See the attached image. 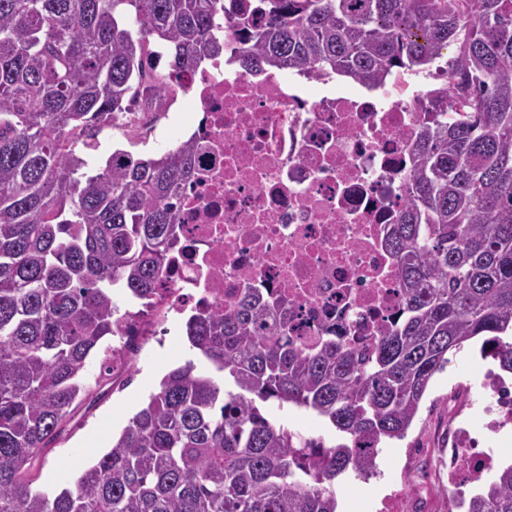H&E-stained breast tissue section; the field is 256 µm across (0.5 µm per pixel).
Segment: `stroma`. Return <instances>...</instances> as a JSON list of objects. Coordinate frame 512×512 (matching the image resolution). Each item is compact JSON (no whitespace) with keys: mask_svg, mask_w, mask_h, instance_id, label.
<instances>
[{"mask_svg":"<svg viewBox=\"0 0 512 512\" xmlns=\"http://www.w3.org/2000/svg\"><path fill=\"white\" fill-rule=\"evenodd\" d=\"M173 146V141L160 138L133 147L121 132L107 130L100 135L97 148L85 151L83 157L91 174L102 167L104 157L114 149L130 147L136 154L157 156ZM170 328L164 344L144 346L130 364L114 374L112 384L91 387L62 435L34 460V489L51 494L73 487L81 468L111 447L113 436L144 405L165 373L192 359L199 369H206V362L197 360L188 348L184 318L173 319ZM487 367L480 357L479 343L449 354L446 367L431 380L405 439L383 448L377 475L343 482L338 494L340 512H377L382 492L390 483L423 487L431 500L443 499L448 492V472L441 467L436 450L444 446V433L456 413L448 399L460 396L466 413L481 420L484 395L478 378ZM265 409L289 430L322 439L329 446L337 440L335 429L314 413L294 407L282 409L274 402L266 403Z\"/></svg>","mask_w":512,"mask_h":512,"instance_id":"obj_1","label":"stroma"}]
</instances>
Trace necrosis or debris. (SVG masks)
Here are the masks:
<instances>
[{"mask_svg":"<svg viewBox=\"0 0 512 512\" xmlns=\"http://www.w3.org/2000/svg\"><path fill=\"white\" fill-rule=\"evenodd\" d=\"M147 111L113 116L115 129L156 135L172 108L196 148L176 218L172 255L149 320L119 325L121 364L149 343L156 321L201 305L227 308L245 289L284 295L290 333L310 345L328 331L365 344L405 307L400 269L385 240L406 202L413 145L427 119L409 77L381 95L280 72L255 78L201 70ZM482 427L448 430V493L492 473L494 438L512 426V391L491 374Z\"/></svg>","mask_w":512,"mask_h":512,"instance_id":"obj_1","label":"necrosis or debris"}]
</instances>
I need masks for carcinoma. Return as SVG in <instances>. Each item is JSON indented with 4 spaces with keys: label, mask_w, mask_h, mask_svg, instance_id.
Returning a JSON list of instances; mask_svg holds the SVG:
<instances>
[{
    "label": "carcinoma",
    "mask_w": 512,
    "mask_h": 512,
    "mask_svg": "<svg viewBox=\"0 0 512 512\" xmlns=\"http://www.w3.org/2000/svg\"><path fill=\"white\" fill-rule=\"evenodd\" d=\"M230 55L246 74L353 78L370 90L435 69L407 205L389 247L399 322L365 348H306L288 310L257 290L186 321L193 361L168 371L74 487H31L33 459L73 418L86 360L113 335L122 290L150 305L178 244L194 147L155 157L94 147L112 114L150 108ZM459 45L437 66L442 49ZM167 47L151 74L148 46ZM480 352L512 374V0H0V512H336L337 486L401 440L448 352ZM275 400L326 419L335 444L268 417ZM455 508L512 512V463Z\"/></svg>",
    "instance_id": "1"
}]
</instances>
